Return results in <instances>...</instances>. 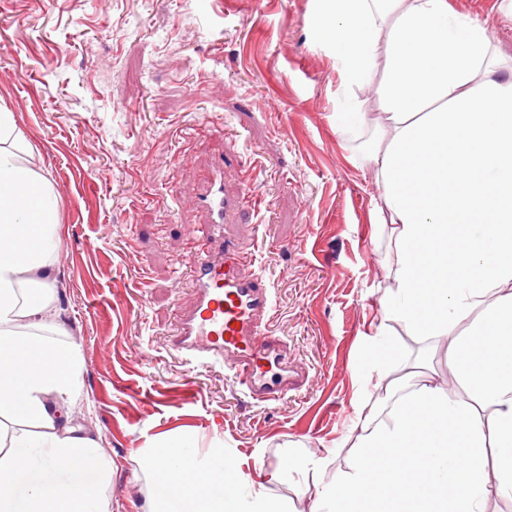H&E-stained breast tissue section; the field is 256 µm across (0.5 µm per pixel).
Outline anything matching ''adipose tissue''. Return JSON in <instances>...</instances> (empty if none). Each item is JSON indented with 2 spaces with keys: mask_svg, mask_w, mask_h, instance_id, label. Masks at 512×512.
Here are the masks:
<instances>
[{
  "mask_svg": "<svg viewBox=\"0 0 512 512\" xmlns=\"http://www.w3.org/2000/svg\"><path fill=\"white\" fill-rule=\"evenodd\" d=\"M315 41L347 90L374 85L380 127L357 163L380 191L375 223L390 226L395 259L381 306L409 335L445 341L468 402L419 382L381 420L360 405L349 472L324 481L326 462L289 461L319 512H487L512 500V68L493 59L485 24L448 0H311ZM32 221L18 225L22 212ZM62 241L53 184L14 114L0 105V414L43 433H15L0 453V512H108L95 442L74 436L63 408L80 393L76 346H15L29 320L50 329V257ZM183 460L178 480L163 462ZM164 491L148 512H238L217 477L236 467L191 444L143 460Z\"/></svg>",
  "mask_w": 512,
  "mask_h": 512,
  "instance_id": "obj_1",
  "label": "adipose tissue"
}]
</instances>
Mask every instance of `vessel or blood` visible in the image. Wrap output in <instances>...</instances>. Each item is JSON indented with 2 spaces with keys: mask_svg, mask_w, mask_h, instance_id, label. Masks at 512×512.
<instances>
[{
  "mask_svg": "<svg viewBox=\"0 0 512 512\" xmlns=\"http://www.w3.org/2000/svg\"><path fill=\"white\" fill-rule=\"evenodd\" d=\"M209 221L202 243L187 256L194 277L193 304L182 312L172 347L188 363H221L231 382L247 396L276 401L308 378L298 368L287 342L270 330L273 289L261 276L244 275L248 259L224 233V220L242 208L224 194V162L216 160L196 196Z\"/></svg>",
  "mask_w": 512,
  "mask_h": 512,
  "instance_id": "vessel-or-blood-1",
  "label": "vessel or blood"
}]
</instances>
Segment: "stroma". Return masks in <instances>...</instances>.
Returning <instances> with one entry per match:
<instances>
[{
    "mask_svg": "<svg viewBox=\"0 0 512 512\" xmlns=\"http://www.w3.org/2000/svg\"><path fill=\"white\" fill-rule=\"evenodd\" d=\"M485 23L512 57L500 0H448ZM343 96L332 59L313 44L310 0H9L0 8V99L15 115L60 199L46 339L81 355L70 410L108 474L110 512L164 497L137 463L176 440L220 451L242 478L268 482L289 446L323 458L327 476L354 459L358 401L387 413L413 365L458 388L433 341L381 316L394 245L373 227L374 171L348 161L380 121L373 87ZM224 189L251 169L264 198L228 234L256 245L255 273L276 288L272 327L305 388L258 402L221 364H188L169 346L189 304L191 203L213 158ZM145 200L138 211L128 201Z\"/></svg>",
    "mask_w": 512,
    "mask_h": 512,
    "instance_id": "35a3bbf8",
    "label": "stroma"
}]
</instances>
